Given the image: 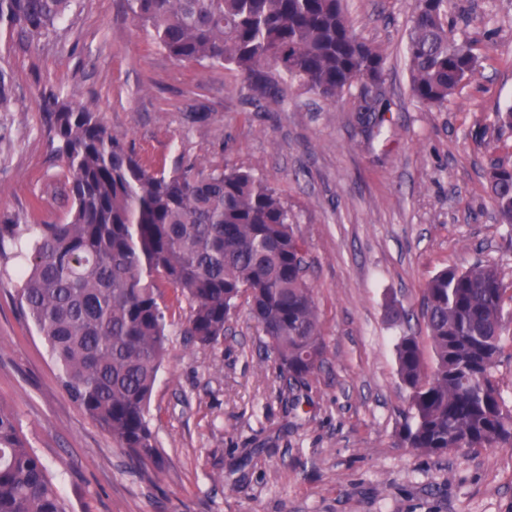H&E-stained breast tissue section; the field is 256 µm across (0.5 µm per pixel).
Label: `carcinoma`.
Returning a JSON list of instances; mask_svg holds the SVG:
<instances>
[{
	"instance_id": "obj_1",
	"label": "carcinoma",
	"mask_w": 512,
	"mask_h": 512,
	"mask_svg": "<svg viewBox=\"0 0 512 512\" xmlns=\"http://www.w3.org/2000/svg\"><path fill=\"white\" fill-rule=\"evenodd\" d=\"M71 0H0V29L38 39L60 22ZM345 0H125L152 41L179 61L241 73L247 99L284 101L278 80L334 102L357 87L368 138L389 121L379 87L387 57L361 38ZM449 0H413L406 56L413 98L448 101L480 62L466 41L448 36ZM12 106L0 70V112ZM49 144L66 167L65 224L0 225L27 239L18 296L47 343L70 397L118 448L160 466L147 408L168 357L166 308L158 283L186 299L184 334L199 347L224 338L244 297L289 385L322 364L326 345L305 244L288 204L271 183L234 166L188 165L169 174L145 168L94 110L58 95L42 103ZM489 190L512 224V171L492 167ZM493 264L450 266L425 284L422 303L433 363L416 337L396 344L408 391L402 443L428 455L512 448V405L498 387L504 297ZM0 512H63L46 466L0 407Z\"/></svg>"
}]
</instances>
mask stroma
Listing matches in <instances>:
<instances>
[{"label":"stroma","mask_w":512,"mask_h":512,"mask_svg":"<svg viewBox=\"0 0 512 512\" xmlns=\"http://www.w3.org/2000/svg\"><path fill=\"white\" fill-rule=\"evenodd\" d=\"M412 0H347L363 39L387 55L391 122L359 130L358 93L330 103L285 85L284 106L242 97L238 72L177 61L124 0H73L40 39L0 32L13 105L0 112V225L63 224L64 168L42 97L99 112L150 169L235 165L286 199L311 263L326 343L289 387L246 303L223 340L183 333L186 301L162 286L169 357L148 405L161 467L141 466L73 400L18 300L20 260L0 251V406L11 410L66 512H512V448L430 456L400 443L407 394L396 343L426 338L422 291L436 272L496 262L512 282V226L487 187L512 166V0H452L456 39L481 59L443 106L413 99L405 55ZM494 31L486 39L485 31ZM410 314L393 322L391 306Z\"/></svg>","instance_id":"1"}]
</instances>
